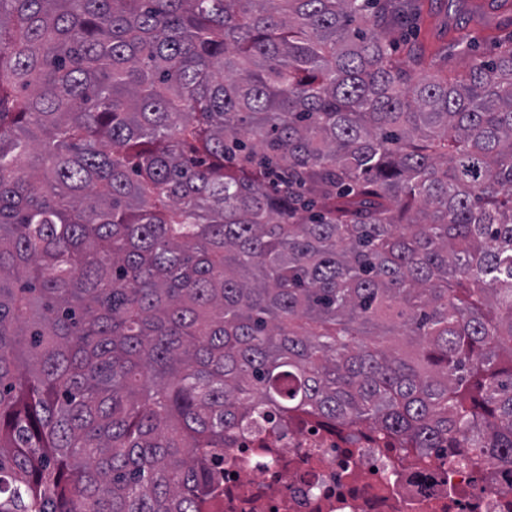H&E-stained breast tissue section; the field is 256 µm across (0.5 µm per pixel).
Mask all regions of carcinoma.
Instances as JSON below:
<instances>
[{"instance_id":"carcinoma-1","label":"carcinoma","mask_w":512,"mask_h":512,"mask_svg":"<svg viewBox=\"0 0 512 512\" xmlns=\"http://www.w3.org/2000/svg\"><path fill=\"white\" fill-rule=\"evenodd\" d=\"M412 0H0V512H211L306 412L512 464V37ZM423 1L422 17L418 26L413 30L396 36L395 56L398 60L407 59L409 45L421 49L426 56L436 58V63L445 68L449 76L464 73L472 64L474 58H491L496 51V42L512 34V0H463L471 12L473 28L479 40L469 55L452 54V38L457 35V23L461 22L448 15L445 8L433 4L431 0ZM448 54V59L445 55Z\"/></svg>"}]
</instances>
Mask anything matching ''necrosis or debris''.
I'll return each mask as SVG.
<instances>
[{"label": "necrosis or debris", "mask_w": 512, "mask_h": 512, "mask_svg": "<svg viewBox=\"0 0 512 512\" xmlns=\"http://www.w3.org/2000/svg\"><path fill=\"white\" fill-rule=\"evenodd\" d=\"M224 473L218 512H512V466L308 414L237 429Z\"/></svg>", "instance_id": "4bbe7bcc"}]
</instances>
